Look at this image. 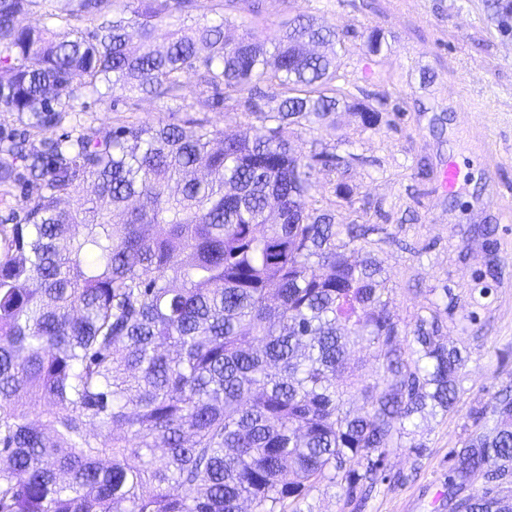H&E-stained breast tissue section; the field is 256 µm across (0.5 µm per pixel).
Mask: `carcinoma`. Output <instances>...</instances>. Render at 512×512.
I'll return each mask as SVG.
<instances>
[{"label":"carcinoma","mask_w":512,"mask_h":512,"mask_svg":"<svg viewBox=\"0 0 512 512\" xmlns=\"http://www.w3.org/2000/svg\"><path fill=\"white\" fill-rule=\"evenodd\" d=\"M229 10L260 15L256 0H0V184L24 197L0 216V512H304L323 482L350 504L465 394L470 356L442 332L452 290L403 345L384 268L357 257L377 228L313 204L321 170L358 155L288 138L343 109L379 129L336 64L347 33L298 16L263 35ZM382 47L370 31L366 55ZM190 70L208 91L195 104ZM88 93L114 110L162 98L168 116L83 122ZM218 109L263 133L179 116ZM363 344L376 367L355 413L339 378ZM467 419L448 508L512 512L497 491L511 371Z\"/></svg>","instance_id":"obj_1"}]
</instances>
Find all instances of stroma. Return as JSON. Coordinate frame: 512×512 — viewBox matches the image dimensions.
Returning a JSON list of instances; mask_svg holds the SVG:
<instances>
[{"label":"stroma","instance_id":"stroma-1","mask_svg":"<svg viewBox=\"0 0 512 512\" xmlns=\"http://www.w3.org/2000/svg\"><path fill=\"white\" fill-rule=\"evenodd\" d=\"M259 27L273 32L283 20L311 14L325 26L348 32L340 54L355 99L381 112L378 131H361L349 112L333 128L296 124L290 138L299 147L321 139L336 153L352 148L359 159L346 172L323 171L314 193L334 208L340 224L379 226L367 246L384 265L393 290L390 308L401 331H410L423 306L452 288L458 306L445 318L450 343L471 353L466 392L454 414L428 420L415 437L423 455L391 449L388 482L362 506L346 503L338 488L323 485L308 496L307 512H448L442 498L448 450L463 437L471 408L492 403L499 386V351L512 352V14L499 15L495 0H260ZM386 44L367 59L368 28ZM126 114L92 103L104 124L126 118L155 123L166 115L164 100L134 97ZM455 161L464 177L443 191L440 175ZM346 183L349 200L335 189ZM496 229L488 248L485 226ZM497 259L499 274L484 271ZM485 298L472 300L476 288ZM477 311V323L466 321Z\"/></svg>","mask_w":512,"mask_h":512}]
</instances>
